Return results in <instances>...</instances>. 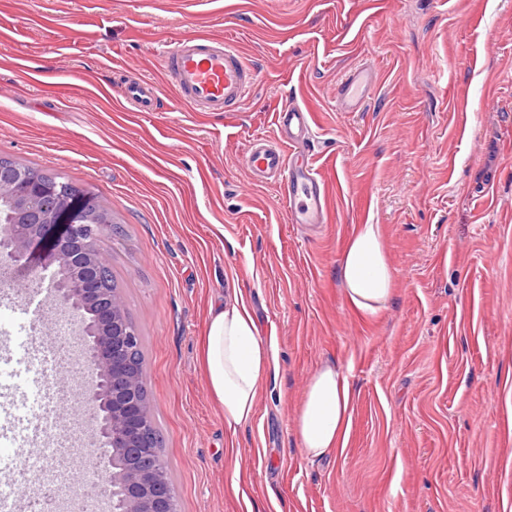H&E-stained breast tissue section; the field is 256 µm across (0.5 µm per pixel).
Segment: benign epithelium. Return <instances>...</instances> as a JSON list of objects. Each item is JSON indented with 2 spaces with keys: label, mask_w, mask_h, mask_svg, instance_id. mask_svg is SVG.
<instances>
[{
  "label": "benign epithelium",
  "mask_w": 512,
  "mask_h": 512,
  "mask_svg": "<svg viewBox=\"0 0 512 512\" xmlns=\"http://www.w3.org/2000/svg\"><path fill=\"white\" fill-rule=\"evenodd\" d=\"M18 208L7 212L0 238V269H23L31 283L52 282L53 301L75 319L82 366L92 381L82 392L95 435L88 461L101 481L109 512H175L157 439L153 406L136 362L140 336L130 327L118 291L107 282L103 224L87 223L88 197L67 206L43 202L63 185L0 163Z\"/></svg>",
  "instance_id": "obj_1"
}]
</instances>
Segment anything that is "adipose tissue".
Segmentation results:
<instances>
[{"instance_id":"1","label":"adipose tissue","mask_w":512,"mask_h":512,"mask_svg":"<svg viewBox=\"0 0 512 512\" xmlns=\"http://www.w3.org/2000/svg\"><path fill=\"white\" fill-rule=\"evenodd\" d=\"M345 300L360 317H379L395 294V274L379 224L357 225L339 264ZM203 364L210 391L237 432L256 416L257 394L277 366L273 341L261 336L247 307L232 301L212 309L203 338ZM353 390L336 365L313 374L296 420L302 454L316 459L344 448L351 426Z\"/></svg>"}]
</instances>
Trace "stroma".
<instances>
[{"mask_svg":"<svg viewBox=\"0 0 512 512\" xmlns=\"http://www.w3.org/2000/svg\"><path fill=\"white\" fill-rule=\"evenodd\" d=\"M209 29L258 73L227 118L171 107L159 68L160 51ZM364 64L372 99L337 111V80ZM127 71L158 84V111L113 96ZM290 101L315 115L311 154L332 188L315 229L289 223L239 156L275 137ZM0 157L111 207L102 244L142 336L180 512H512V0H0ZM366 223L383 226L395 271L374 321L339 273ZM235 295L279 369L231 434L200 340ZM0 334L64 330L6 309ZM326 363L349 379L352 423L339 453L310 460L295 418Z\"/></svg>","mask_w":512,"mask_h":512,"instance_id":"35a3bbf8","label":"stroma"}]
</instances>
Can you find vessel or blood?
<instances>
[{"label":"vessel or blood","instance_id":"vessel-or-blood-1","mask_svg":"<svg viewBox=\"0 0 512 512\" xmlns=\"http://www.w3.org/2000/svg\"><path fill=\"white\" fill-rule=\"evenodd\" d=\"M161 68L174 85L176 101L193 112H233L250 95L255 69L223 33L204 31L175 42L161 57ZM377 86L372 68L362 66L336 85V108L360 111ZM114 92L136 112L158 108L154 82L132 76ZM276 139L254 137L242 154L252 180L275 184L289 223L322 224L328 216L330 189L320 172L305 155L314 134L309 110L297 103H284L275 113ZM29 359L61 364L68 347L61 342L36 349L27 348Z\"/></svg>","mask_w":512,"mask_h":512}]
</instances>
